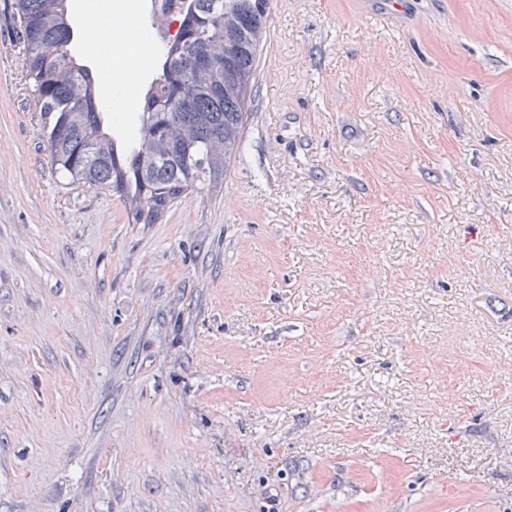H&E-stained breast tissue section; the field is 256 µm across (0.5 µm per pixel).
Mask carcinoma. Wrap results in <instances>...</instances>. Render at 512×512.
I'll list each match as a JSON object with an SVG mask.
<instances>
[{"label":"carcinoma","instance_id":"cac0c4a2","mask_svg":"<svg viewBox=\"0 0 512 512\" xmlns=\"http://www.w3.org/2000/svg\"><path fill=\"white\" fill-rule=\"evenodd\" d=\"M69 0H13L23 65L49 118L55 169L113 191L136 224H151L182 194L224 179L241 151L269 0H178L180 25L143 97L136 145L113 136L99 111L101 80L69 49ZM203 55L212 66L191 67Z\"/></svg>","mask_w":512,"mask_h":512}]
</instances>
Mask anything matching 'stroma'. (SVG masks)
I'll use <instances>...</instances> for the list:
<instances>
[{
	"label": "stroma",
	"instance_id": "1",
	"mask_svg": "<svg viewBox=\"0 0 512 512\" xmlns=\"http://www.w3.org/2000/svg\"><path fill=\"white\" fill-rule=\"evenodd\" d=\"M410 2L270 0L240 157L137 224L0 0V512H512V0Z\"/></svg>",
	"mask_w": 512,
	"mask_h": 512
}]
</instances>
